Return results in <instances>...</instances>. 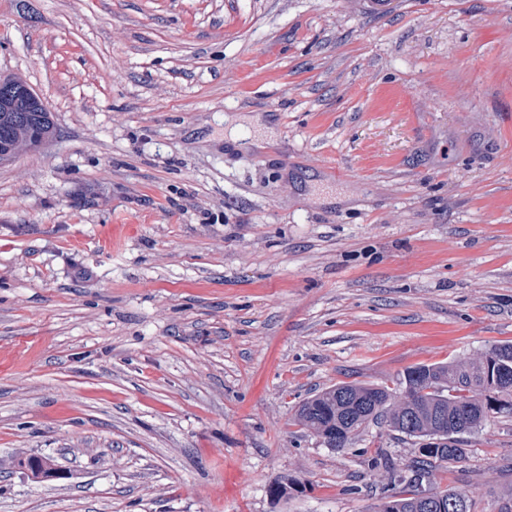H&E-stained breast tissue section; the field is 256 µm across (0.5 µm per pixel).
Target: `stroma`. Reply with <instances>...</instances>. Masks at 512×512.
<instances>
[{"label":"stroma","mask_w":512,"mask_h":512,"mask_svg":"<svg viewBox=\"0 0 512 512\" xmlns=\"http://www.w3.org/2000/svg\"><path fill=\"white\" fill-rule=\"evenodd\" d=\"M1 76L0 512H373L415 441L298 405L512 343V0H0ZM468 448L499 512L512 411ZM14 86L29 90L28 96L14 98L0 107V160H8L21 148L36 149L54 132L51 112H37L32 94L36 92L22 79L9 78ZM17 99V100H16Z\"/></svg>","instance_id":"35a3bbf8"}]
</instances>
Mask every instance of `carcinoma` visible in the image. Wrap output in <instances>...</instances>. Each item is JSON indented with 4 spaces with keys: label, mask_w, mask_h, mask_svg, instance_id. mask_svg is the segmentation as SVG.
Returning <instances> with one entry per match:
<instances>
[{
    "label": "carcinoma",
    "mask_w": 512,
    "mask_h": 512,
    "mask_svg": "<svg viewBox=\"0 0 512 512\" xmlns=\"http://www.w3.org/2000/svg\"><path fill=\"white\" fill-rule=\"evenodd\" d=\"M54 132L52 113L39 112L31 96L0 107V160L21 148L36 149ZM512 381V344L491 347L479 357L420 365L406 370L402 392L369 383H341L303 401L294 420L315 433L327 448L342 450L370 426L383 425L420 441L413 458L394 477L396 488L381 499L375 512H448L444 505L463 499L456 512H472L467 492L434 485L440 468L462 462L466 435L481 428L512 403L499 402L497 381ZM39 482L51 480L34 457L18 462Z\"/></svg>",
    "instance_id": "cac0c4a2"
}]
</instances>
